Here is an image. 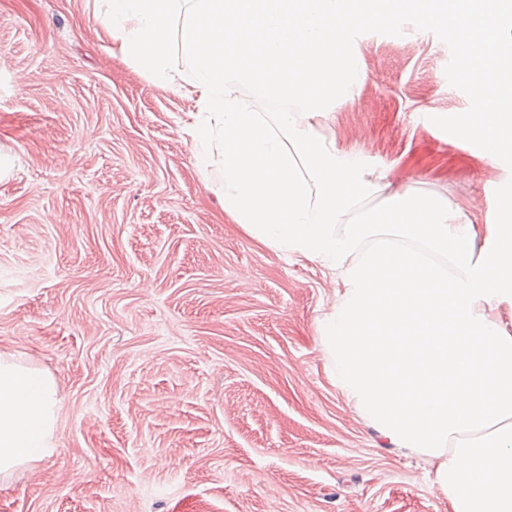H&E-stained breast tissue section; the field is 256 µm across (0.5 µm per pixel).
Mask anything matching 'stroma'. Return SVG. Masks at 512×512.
Listing matches in <instances>:
<instances>
[{
  "mask_svg": "<svg viewBox=\"0 0 512 512\" xmlns=\"http://www.w3.org/2000/svg\"><path fill=\"white\" fill-rule=\"evenodd\" d=\"M103 0H0V355L50 375L55 453L0 512H453L435 465L336 384V270L224 210L196 101L126 59ZM364 78L314 126L484 226L512 170L432 119L463 111L433 33H367Z\"/></svg>",
  "mask_w": 512,
  "mask_h": 512,
  "instance_id": "1",
  "label": "stroma"
}]
</instances>
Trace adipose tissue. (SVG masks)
I'll return each mask as SVG.
<instances>
[{
  "mask_svg": "<svg viewBox=\"0 0 512 512\" xmlns=\"http://www.w3.org/2000/svg\"><path fill=\"white\" fill-rule=\"evenodd\" d=\"M59 403L54 380L0 356V473L54 452Z\"/></svg>",
  "mask_w": 512,
  "mask_h": 512,
  "instance_id": "1",
  "label": "adipose tissue"
}]
</instances>
